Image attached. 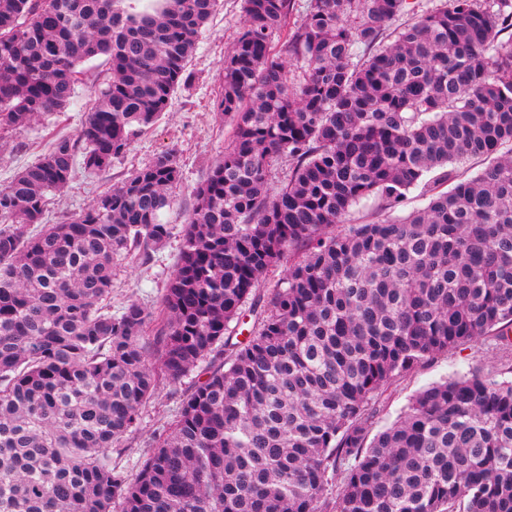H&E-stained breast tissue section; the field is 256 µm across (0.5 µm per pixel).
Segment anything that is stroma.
<instances>
[{"label": "stroma", "mask_w": 512, "mask_h": 512, "mask_svg": "<svg viewBox=\"0 0 512 512\" xmlns=\"http://www.w3.org/2000/svg\"><path fill=\"white\" fill-rule=\"evenodd\" d=\"M242 22L241 0H220L189 62L190 78L174 93L167 112L154 126L134 137L129 150L114 161L110 171L93 174L76 168L68 187L49 197L48 223H59L88 208L98 196L166 151L175 155L182 170V181L175 191L173 209L164 211L162 220L175 226L185 223L193 209L196 186L232 141V128L218 118L214 101L219 91L224 56ZM109 76L102 59L86 62L79 68L78 99L65 111L37 118L23 129L0 127V189L39 158L55 136L76 135L92 104L91 87L103 85ZM180 247L181 236L175 233L152 262H141L132 254L117 260L112 268L113 309L136 300L147 311H154L162 300ZM505 363L503 349L490 338L438 354L410 374L390 383L380 400L376 426L380 429L389 426L407 409L414 395L443 378L478 370L496 375L500 380L507 379ZM191 383L188 376L176 382L158 376L154 393L141 407L136 426L121 443L122 454L112 457L128 476H135L138 464L152 453L155 435L175 419Z\"/></svg>", "instance_id": "stroma-1"}]
</instances>
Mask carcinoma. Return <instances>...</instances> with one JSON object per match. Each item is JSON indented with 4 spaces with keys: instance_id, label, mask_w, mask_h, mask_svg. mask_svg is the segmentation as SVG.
Returning <instances> with one entry per match:
<instances>
[{
    "instance_id": "1",
    "label": "carcinoma",
    "mask_w": 512,
    "mask_h": 512,
    "mask_svg": "<svg viewBox=\"0 0 512 512\" xmlns=\"http://www.w3.org/2000/svg\"><path fill=\"white\" fill-rule=\"evenodd\" d=\"M217 2L0 0V126L65 110L81 64L110 70L75 137L0 189V512H512V382H436L372 433L392 380L512 334V0H432L389 43L407 0H308L299 20L242 0L215 100L233 140L154 314L105 301L115 260L172 235V153L45 223L76 166L109 171L167 111ZM412 188L424 207L336 230ZM152 323L164 376L197 374L130 479L112 452L154 392ZM292 165L288 155H281L271 165L269 177V195L274 198L285 182L288 181Z\"/></svg>"
}]
</instances>
